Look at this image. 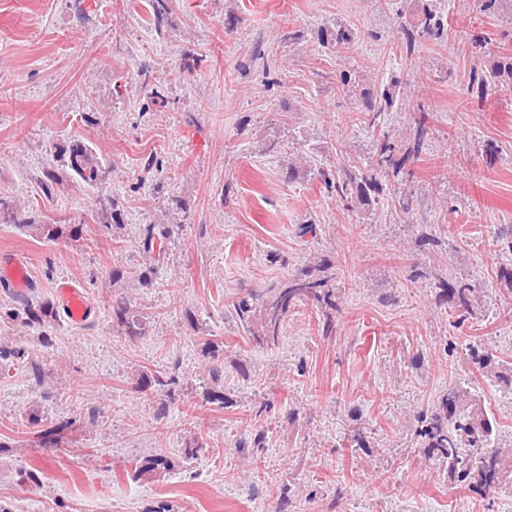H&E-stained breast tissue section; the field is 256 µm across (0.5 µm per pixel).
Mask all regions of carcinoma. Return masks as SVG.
Returning a JSON list of instances; mask_svg holds the SVG:
<instances>
[{
	"label": "carcinoma",
	"mask_w": 512,
	"mask_h": 512,
	"mask_svg": "<svg viewBox=\"0 0 512 512\" xmlns=\"http://www.w3.org/2000/svg\"><path fill=\"white\" fill-rule=\"evenodd\" d=\"M358 37L355 25H338L330 33L319 34L322 44L340 46ZM438 42L448 39V26L439 11L428 8L418 26L403 29L401 42L396 48L402 54L412 55L422 44L423 38ZM512 72V56L504 57L503 68H471L469 87L480 93L499 82L500 72ZM399 81L391 78L380 87V94L370 98L362 111L363 123L374 136L373 155L369 166L361 168L353 164L339 163L336 168H317V177L324 192L336 198L343 207L350 209L355 204L365 205L370 193L388 196L400 194V186L386 182L387 177L406 178L414 175L413 167L426 152V138L431 130L432 112L420 104L414 117V131L407 147L401 150L393 135L385 130L381 116L392 110L398 99L396 87ZM69 174L83 184L93 187L102 179V170L93 149L75 142L68 147L64 162ZM0 224H12L19 229L51 231L50 225H39L28 211L0 196ZM169 230L161 224H145L140 229L139 240L144 253L165 252L164 242ZM336 266L321 261L314 269L303 270L292 277L272 283L257 292L251 291L230 303L236 320L242 329L254 336L258 344L277 345L283 333L288 314L298 305H310L323 310V318L317 322V332L323 336L332 333V312L338 309L334 282ZM434 285L440 297L456 301L457 307L470 312L473 288L465 281H450L435 277ZM59 314L54 302L35 304L27 299L15 298L12 303L0 306V323L15 324L39 331L41 342L49 343L47 327ZM112 321L122 333L131 339L145 335V316L134 311L123 301L112 305ZM201 350L209 358L224 353V340L211 336L201 338ZM471 363L477 371L490 374L512 386V366L500 370V358L486 348H468ZM25 357V350L0 341V374L9 372L15 362ZM213 386L205 388L202 402L219 409L224 408V390L219 388V371L209 370ZM175 383V378L161 371L144 370L140 374L139 388L143 392L164 391ZM414 435L427 454L445 464L448 478L455 484L478 491L486 496L498 493L502 484L512 476L511 462L506 460L503 449L493 442L494 422L483 407L470 398L469 392L460 385L448 387L436 403L417 414ZM265 435L261 431L237 440L234 448L240 453L248 448L264 447ZM168 467L163 458L132 460V477L145 472Z\"/></svg>",
	"instance_id": "cac0c4a2"
}]
</instances>
